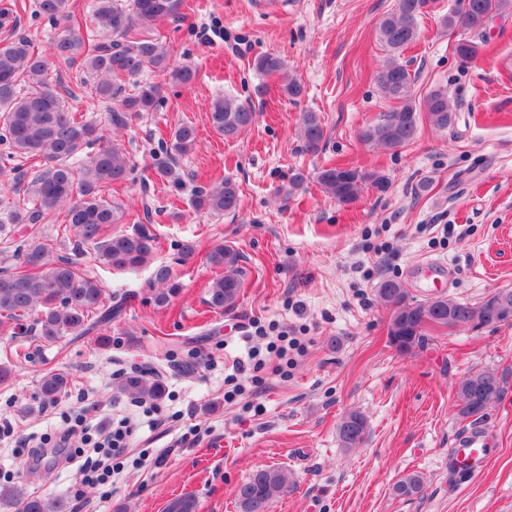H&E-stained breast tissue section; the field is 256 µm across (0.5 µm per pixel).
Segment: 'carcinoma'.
Here are the masks:
<instances>
[{
  "mask_svg": "<svg viewBox=\"0 0 512 512\" xmlns=\"http://www.w3.org/2000/svg\"><path fill=\"white\" fill-rule=\"evenodd\" d=\"M429 0H396L395 9L382 18L377 39L387 59L378 74L383 95L397 106L368 124L360 139L368 144L393 150L412 144L418 127L427 121L446 131L456 122L457 113L448 91L436 88L420 101L413 97L415 77L401 61L404 51L420 36V22ZM180 0H93L92 25L86 30L75 25L73 0H36V13L54 23L51 36L53 59H48L25 36L0 43V146L8 156L32 162L35 172L28 182L13 166L9 190L14 197L0 217V326L19 325L32 320L30 332L45 344L64 336H81L112 321L118 309L107 303L103 283L88 275L72 258H53V247L42 221L55 219L57 236L73 244L93 248L101 265L115 271L150 267L152 299L163 307L176 296L181 284L171 265L155 262L159 238L152 224H135L129 230L117 228L125 210L117 201L99 195L105 186H122L132 170L131 159L120 145L98 134L96 126L77 118V104L90 97L112 104V125L124 127L144 112L155 111L162 102L158 84L136 82L146 69L162 73L174 83L188 85L196 70L174 65L155 39L141 29L178 13ZM512 16V0H457L439 20L440 32L458 40V56L475 59L484 45L485 21ZM75 69V86L68 90V106L57 92L60 73L57 64ZM281 57L267 53L254 59V68L263 74L284 70ZM133 82L134 90L124 85ZM216 132L234 139L256 121V112L229 97L215 98L209 107ZM301 138L306 152L315 154L324 139V128L317 113L301 118ZM196 128L178 124L170 141L153 154L144 167L143 185L155 180L183 190L184 178L176 156L190 151L196 142ZM98 145L88 153L86 149ZM316 181L328 196L343 204L355 202L366 190L384 193L389 179L382 172L354 165L326 166L316 172ZM239 186L231 178L220 179L197 191L192 205L198 212L219 216L237 210ZM29 226L19 239L15 226ZM209 262L224 268V276L209 286L207 304L213 309L233 308L241 289L240 253L230 245L215 247ZM378 299L390 311L388 336L399 340L397 351L410 353L420 346L428 328H471L490 326V303L499 298L512 305V289L502 288L478 303L461 302L436 296L417 300L401 282L385 279L376 288ZM66 375L47 373L40 380V393L48 402L64 392ZM120 390L134 398L156 399L164 384L149 370L126 378ZM507 390L494 369L469 373L455 391L454 407L461 420H479L500 401ZM369 433L365 416L352 411L337 427L344 448L362 445ZM293 484L290 474L279 466L254 471L237 490L239 512H271L276 499ZM425 477L420 471L404 474L394 486L397 495L422 493ZM0 499L15 505L17 512H69L68 502L57 496L26 494L22 488H0ZM166 512H197L194 497L171 500Z\"/></svg>",
  "mask_w": 512,
  "mask_h": 512,
  "instance_id": "carcinoma-1",
  "label": "carcinoma"
}]
</instances>
